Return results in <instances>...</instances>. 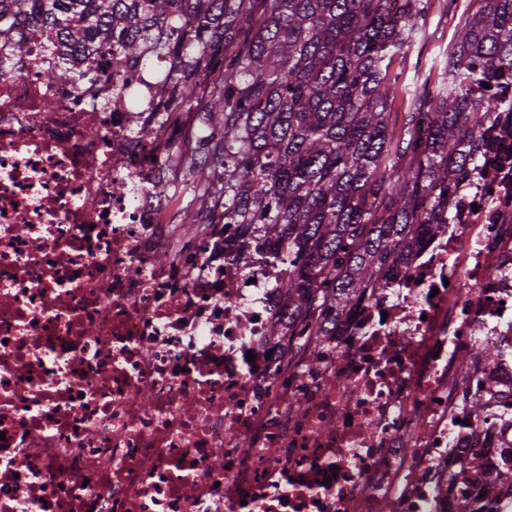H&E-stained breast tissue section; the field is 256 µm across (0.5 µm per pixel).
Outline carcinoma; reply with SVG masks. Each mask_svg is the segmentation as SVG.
Here are the masks:
<instances>
[{"instance_id": "obj_1", "label": "carcinoma", "mask_w": 512, "mask_h": 512, "mask_svg": "<svg viewBox=\"0 0 512 512\" xmlns=\"http://www.w3.org/2000/svg\"><path fill=\"white\" fill-rule=\"evenodd\" d=\"M433 88L408 93L400 134L394 60L423 34L427 0H0V54L25 37L52 55L49 86L87 93L150 58L170 63L151 85L157 138L185 118L204 136L197 156L172 146L184 180L156 184L179 198L192 184L191 224H238L248 247L287 270L288 363L327 336L370 288H388L459 211V190L498 173L512 124V0H473ZM193 18L187 26L181 15ZM490 88H485L484 84ZM486 340L460 371L490 366Z\"/></svg>"}]
</instances>
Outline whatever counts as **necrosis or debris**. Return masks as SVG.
Masks as SVG:
<instances>
[{
	"label": "necrosis or debris",
	"instance_id": "necrosis-or-debris-1",
	"mask_svg": "<svg viewBox=\"0 0 512 512\" xmlns=\"http://www.w3.org/2000/svg\"><path fill=\"white\" fill-rule=\"evenodd\" d=\"M148 81L47 112L0 58V512H512V358L457 369L512 349V166L292 371L285 268L154 193ZM504 354V347L494 341L486 340L478 345L474 353L466 351L460 364V371L467 372L472 364L481 363L490 366L498 362Z\"/></svg>",
	"mask_w": 512,
	"mask_h": 512
}]
</instances>
